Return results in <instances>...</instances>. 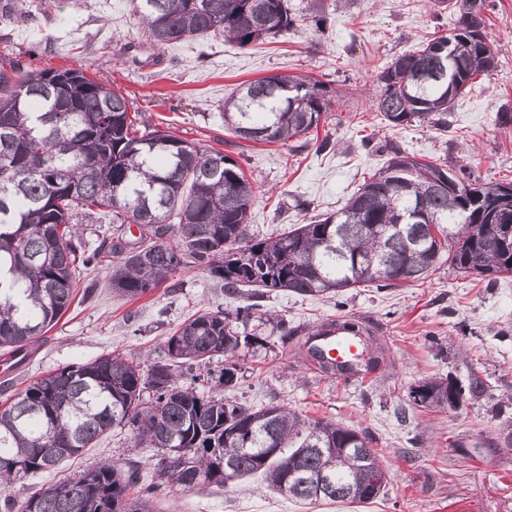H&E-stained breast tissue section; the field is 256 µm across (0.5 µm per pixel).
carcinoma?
I'll return each mask as SVG.
<instances>
[{
  "label": "carcinoma",
  "mask_w": 512,
  "mask_h": 512,
  "mask_svg": "<svg viewBox=\"0 0 512 512\" xmlns=\"http://www.w3.org/2000/svg\"><path fill=\"white\" fill-rule=\"evenodd\" d=\"M459 24L380 73L376 111L392 127H448V112L478 73L496 67L485 36L486 0H456ZM138 23L154 46L220 35L245 46L295 26L287 0H134ZM467 46L458 60L448 42ZM129 99L83 68L25 70L0 57V350L16 357L68 309L76 272L112 257L110 285L133 300L188 264L224 291L263 288L298 295H338L375 284L400 288L443 262L479 276L512 274V181H479L464 169L423 162L396 143L387 165L337 212L259 239L250 230L254 188L242 166L167 130L138 122ZM327 87L276 75L241 84L224 100V127L248 142L286 144L327 121ZM79 224H110L91 247ZM139 236L126 239L127 229ZM277 321L282 341L297 335L257 301L229 314L206 310L165 342V359L148 370L107 354L59 368L0 406V491L16 479L48 472L115 426L143 448H186L181 474L143 487L138 470L104 462L4 512H156L161 480L184 489L226 485L259 473L272 487L316 503H366L382 487L364 472L382 469L363 430L310 420L284 405L255 409L224 400L236 386L234 358L268 344L261 326ZM351 336L367 329L341 316L322 324ZM224 368L199 392L181 378L215 357ZM154 401L141 404L144 390ZM489 385L425 381L410 391L421 408L478 401ZM235 470L224 476V461ZM331 484L320 490L314 480Z\"/></svg>",
  "instance_id": "1"
}]
</instances>
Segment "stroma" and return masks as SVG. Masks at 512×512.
Wrapping results in <instances>:
<instances>
[{"label": "stroma", "instance_id": "35a3bbf8", "mask_svg": "<svg viewBox=\"0 0 512 512\" xmlns=\"http://www.w3.org/2000/svg\"><path fill=\"white\" fill-rule=\"evenodd\" d=\"M295 29L247 47L223 37L188 38L163 48L146 41L131 0H43L41 11L0 25V54L32 69L88 67L124 94L148 123L236 159L256 189L249 223L270 236L336 212L364 177L385 165L386 143L409 154L465 168L484 181H512V0H487L486 38L497 66L477 76L456 99L448 126L391 127L373 104L378 76L398 55L453 33L459 13L443 0H288ZM329 14L326 32L310 15ZM323 82L335 102L317 136L336 149L246 142L224 127L223 105L245 81L271 75ZM111 258L81 272L76 297L59 321L29 348L24 365L0 378V401L54 370L118 353L144 364L161 360L163 344L198 310L231 311L247 293L229 294L202 270L187 266L160 288L134 300L113 294ZM263 307L288 325L310 329L341 316L368 322L384 358L372 372L341 380L321 372L304 350L270 336L265 348L238 360L227 400L254 408L285 405L373 436L388 475L366 504L297 502L253 474L228 487L184 491L164 484L158 512H512V275L488 282L441 266L404 288L369 285L343 294H266ZM486 378L484 400L454 410L423 409L411 387L431 378ZM99 461L136 467L150 482L158 458L115 427L54 470L15 481L7 495L25 500L52 481Z\"/></svg>", "mask_w": 512, "mask_h": 512}]
</instances>
